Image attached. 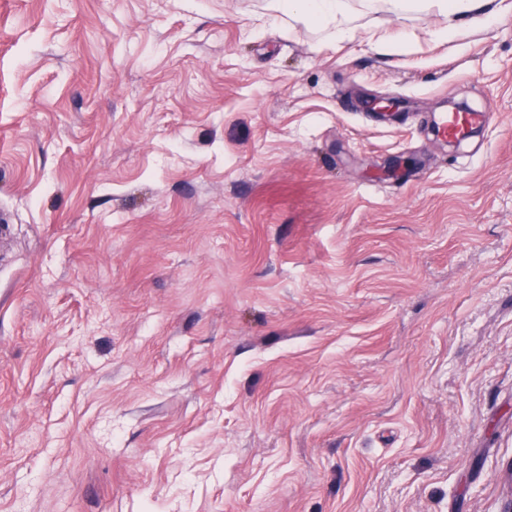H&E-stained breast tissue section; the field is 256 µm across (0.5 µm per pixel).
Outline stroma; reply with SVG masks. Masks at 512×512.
<instances>
[{
    "label": "stroma",
    "instance_id": "stroma-1",
    "mask_svg": "<svg viewBox=\"0 0 512 512\" xmlns=\"http://www.w3.org/2000/svg\"><path fill=\"white\" fill-rule=\"evenodd\" d=\"M363 2L0 0V512L512 502V12ZM273 14L288 15L298 21L326 28L341 17L347 21L346 0H269ZM400 10L413 8L431 9L447 15H463L468 17L472 27H485L491 21L500 18L505 11L497 0H427L425 2H409L404 0L391 1ZM486 118L483 112H465L458 108L455 112H440L434 115L436 135L442 139L462 136L467 129L480 125Z\"/></svg>",
    "mask_w": 512,
    "mask_h": 512
}]
</instances>
